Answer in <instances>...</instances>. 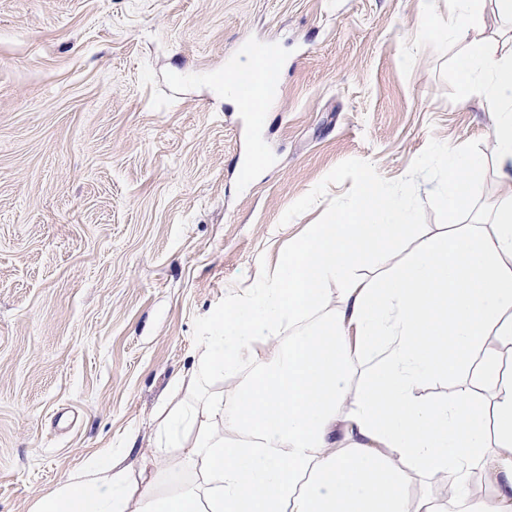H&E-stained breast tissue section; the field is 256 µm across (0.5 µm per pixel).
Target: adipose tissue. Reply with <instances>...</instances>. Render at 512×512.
<instances>
[{"label":"adipose tissue","mask_w":512,"mask_h":512,"mask_svg":"<svg viewBox=\"0 0 512 512\" xmlns=\"http://www.w3.org/2000/svg\"><path fill=\"white\" fill-rule=\"evenodd\" d=\"M484 5L454 0L439 36L466 41ZM457 76L462 96L485 95L499 174L512 181V50L467 43ZM440 155L453 230L390 262L392 242L415 226L367 181L349 211L312 225L274 271L212 313L152 450L191 480L162 486L104 455L35 512H447L412 497V470L448 474L457 512H490V502L512 512V376L502 362L512 353V195L486 205L487 225L461 223L478 160L449 145ZM374 253L379 272L359 275ZM470 364L491 406L465 393L446 404L413 395L417 379ZM231 378L228 398L216 384Z\"/></svg>","instance_id":"obj_1"}]
</instances>
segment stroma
Wrapping results in <instances>:
<instances>
[{"label": "stroma", "instance_id": "35a3bbf8", "mask_svg": "<svg viewBox=\"0 0 512 512\" xmlns=\"http://www.w3.org/2000/svg\"><path fill=\"white\" fill-rule=\"evenodd\" d=\"M452 0H0V512H31L89 457L154 446L210 312L272 271L366 179L407 200L414 238L450 230L436 148L498 176L484 98L462 99L463 42L429 34ZM473 39L512 49L487 4ZM281 54L243 175L247 112L224 77ZM469 370L418 379L451 401Z\"/></svg>", "mask_w": 512, "mask_h": 512}]
</instances>
